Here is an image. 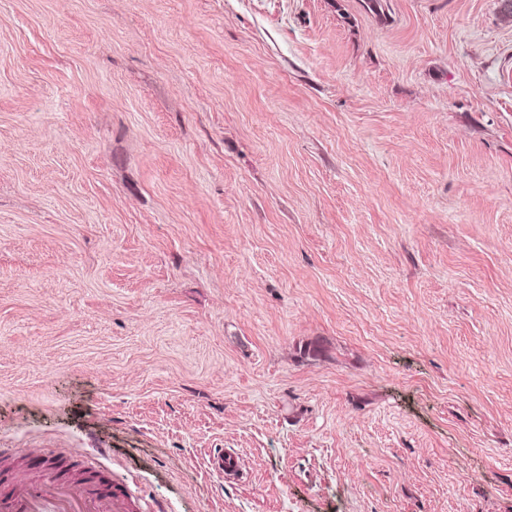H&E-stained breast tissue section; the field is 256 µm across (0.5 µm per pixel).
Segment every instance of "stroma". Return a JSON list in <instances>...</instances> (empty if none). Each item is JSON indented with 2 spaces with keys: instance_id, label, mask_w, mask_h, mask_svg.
<instances>
[{
  "instance_id": "1",
  "label": "stroma",
  "mask_w": 512,
  "mask_h": 512,
  "mask_svg": "<svg viewBox=\"0 0 512 512\" xmlns=\"http://www.w3.org/2000/svg\"><path fill=\"white\" fill-rule=\"evenodd\" d=\"M51 448L138 512H512L501 0H0V477ZM208 463L210 468L220 477H224L226 474H234L240 468L237 454L224 450V448H215L209 455Z\"/></svg>"
}]
</instances>
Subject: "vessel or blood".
I'll list each match as a JSON object with an SVG mask.
<instances>
[{
	"label": "vessel or blood",
	"instance_id": "obj_1",
	"mask_svg": "<svg viewBox=\"0 0 512 512\" xmlns=\"http://www.w3.org/2000/svg\"><path fill=\"white\" fill-rule=\"evenodd\" d=\"M31 459L40 477L0 483V512H127L130 494L124 483L109 477L93 484L59 479L53 475L55 455L35 453ZM208 463L221 476L240 468L237 454L221 448L212 451Z\"/></svg>",
	"mask_w": 512,
	"mask_h": 512
}]
</instances>
